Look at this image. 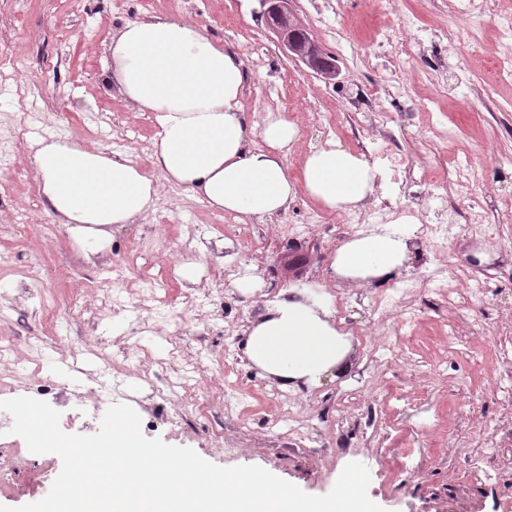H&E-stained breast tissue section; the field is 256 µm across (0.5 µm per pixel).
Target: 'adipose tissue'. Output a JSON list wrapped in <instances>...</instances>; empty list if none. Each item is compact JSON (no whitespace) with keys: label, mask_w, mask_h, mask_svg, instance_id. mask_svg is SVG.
<instances>
[{"label":"adipose tissue","mask_w":512,"mask_h":512,"mask_svg":"<svg viewBox=\"0 0 512 512\" xmlns=\"http://www.w3.org/2000/svg\"><path fill=\"white\" fill-rule=\"evenodd\" d=\"M107 81L128 107L154 116V175L128 154L87 150L60 139L41 141L34 170L51 213L97 241L112 224L148 219L161 184L184 189L244 224L285 212L299 192L332 211L363 206L376 192L378 168L365 156L330 144L311 147L301 179L287 160L299 136L294 121L267 113L251 125L239 100L248 74L243 62L205 28L184 20L148 17L112 33ZM261 146H253L252 136ZM413 246L410 233L386 231L343 244L332 269L353 279L388 280ZM329 301L303 290L279 291L248 334L246 354L286 387L317 385L339 365L348 343L331 323Z\"/></svg>","instance_id":"1"}]
</instances>
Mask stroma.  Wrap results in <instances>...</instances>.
Returning <instances> with one entry per match:
<instances>
[{
  "mask_svg": "<svg viewBox=\"0 0 512 512\" xmlns=\"http://www.w3.org/2000/svg\"><path fill=\"white\" fill-rule=\"evenodd\" d=\"M448 0H339L337 17L323 12V0H294L293 9L339 68L326 80L295 62L279 47L258 17V0H0V48L11 60L12 80L0 89V251H8L14 274L0 280V336H15L16 358L27 356L30 336L58 335L40 366V376L58 381L51 393L30 387L28 397L46 400L58 410L61 428L92 435L100 426L95 386L70 371L72 352L85 354L86 368L98 357L128 351V369L140 360L165 356L168 344L149 326L170 321L180 326L187 361L209 365L232 351L235 384L230 393L240 401V414L223 407L204 410L149 403L138 407L146 437L193 449L221 467L256 465L311 495L327 494L345 465L364 464L371 477L368 494L384 512H512V479L498 468L512 464V445L488 446L480 428L496 422L512 431V417L501 406L493 367L474 364L473 347L494 344L512 348V229L488 235L460 228L451 243L448 285L460 287L469 276L487 278L481 300L458 296L441 306L428 287L409 288L428 266L432 246L421 242L400 274L385 283L353 287L331 271L333 257L348 237L339 214L299 194L275 222L298 226L295 244L275 245L251 260L255 237L270 225L226 224L224 212L197 207L183 189L164 186L147 223L115 226L100 241V258L86 259L83 242L55 224L43 193L32 192V146L38 131L71 139L88 149L126 152L145 172H152V113L134 112L106 85L103 74L114 27L149 16L185 19L204 27L210 37L246 63L249 79L240 106L251 122L267 112H281L299 126V139L288 158L291 174H299L310 147L333 142L371 162L382 154L405 158L414 178L390 197L398 209L421 223H434L438 210L463 211L477 201L490 223H503L512 201V80L489 85L497 58L499 19L512 15V0H491L478 22L448 12ZM405 13L418 16L420 27L405 31L402 52H383L374 45L377 31ZM261 56L260 66L251 59ZM402 75L406 94L388 88ZM34 88L27 103L40 118L21 147L13 133L20 112L17 89ZM371 95L372 114L352 111L349 101ZM471 165L483 183L477 196L457 185L455 170ZM446 184L444 196L433 193ZM194 239L199 248L185 255L181 244ZM233 256L244 273L236 279L211 280L210 288L232 302L235 319L216 318L209 306L181 304L189 284L183 263H196L206 275ZM134 260L132 281H117L115 266ZM46 266L59 308L78 298L70 324L49 328L38 300L26 290L25 269ZM340 292L334 323L349 350L339 369L314 388L288 390L297 409L317 433L300 445L287 438L288 425L271 420L270 396L279 384L254 367L245 353L247 329L279 290L302 281ZM161 283L170 297L167 307L133 308L113 315L102 307L101 292L112 289L135 299L145 283ZM392 295L396 310L416 314L400 332L381 328L378 355L387 362L378 373L366 356L360 334L370 317L361 297ZM421 396L424 411L390 431L373 425L380 406L401 410ZM8 412L0 410V505L20 507L42 500L59 475L60 457L30 452L23 438L9 434ZM223 425L226 447H216L212 432ZM488 461V471L472 466L475 457Z\"/></svg>",
  "mask_w": 512,
  "mask_h": 512,
  "instance_id": "stroma-1",
  "label": "stroma"
}]
</instances>
